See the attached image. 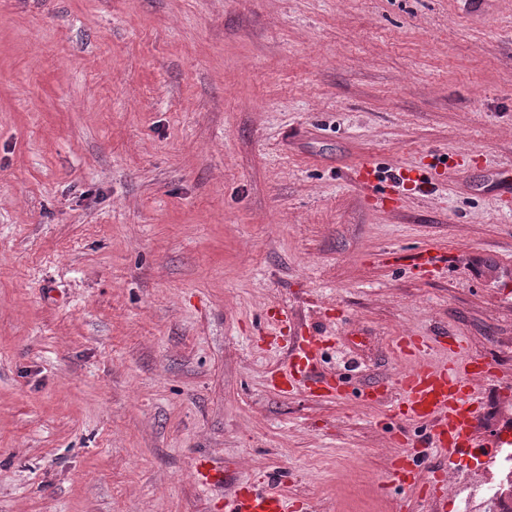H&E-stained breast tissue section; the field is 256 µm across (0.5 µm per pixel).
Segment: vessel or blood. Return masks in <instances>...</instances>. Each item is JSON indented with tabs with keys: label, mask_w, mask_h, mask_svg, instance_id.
I'll use <instances>...</instances> for the list:
<instances>
[{
	"label": "vessel or blood",
	"mask_w": 512,
	"mask_h": 512,
	"mask_svg": "<svg viewBox=\"0 0 512 512\" xmlns=\"http://www.w3.org/2000/svg\"><path fill=\"white\" fill-rule=\"evenodd\" d=\"M280 330L289 331L293 345L287 367L279 369L273 384L278 389H305L319 397H338L342 394L335 377L321 373L322 340L313 333L299 332L295 317L280 311L277 317ZM396 348L412 361L410 370L397 379V407L409 421L428 424L425 448L448 455L466 454L476 436L475 422L478 406L474 386L488 376L489 370L470 355L457 336L442 331L434 336L407 334L398 337ZM433 351L446 352V361L429 360ZM389 482L409 489L420 490L426 497L430 512H447L448 498L435 481L422 480L410 464L407 451L397 452L390 463ZM300 502L288 498L278 487L265 490L237 488L233 491L228 512H299Z\"/></svg>",
	"instance_id": "b4317fda"
}]
</instances>
